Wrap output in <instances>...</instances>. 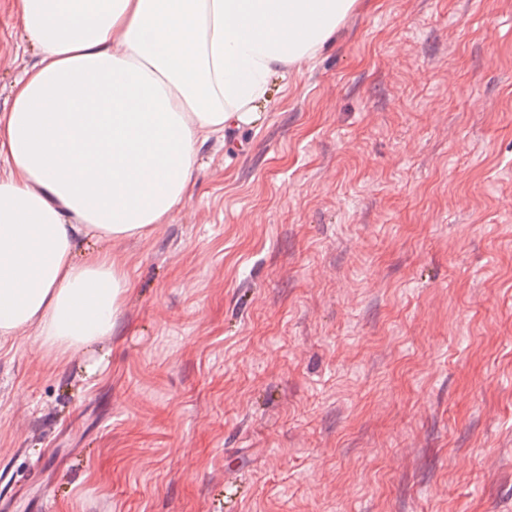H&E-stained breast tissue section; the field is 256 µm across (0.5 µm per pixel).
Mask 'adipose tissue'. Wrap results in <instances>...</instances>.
<instances>
[{
	"mask_svg": "<svg viewBox=\"0 0 512 512\" xmlns=\"http://www.w3.org/2000/svg\"><path fill=\"white\" fill-rule=\"evenodd\" d=\"M37 60L0 111V339L47 353L111 338L133 289L80 239L144 236L184 202L211 135L260 122L271 85L357 0H13Z\"/></svg>",
	"mask_w": 512,
	"mask_h": 512,
	"instance_id": "1",
	"label": "adipose tissue"
}]
</instances>
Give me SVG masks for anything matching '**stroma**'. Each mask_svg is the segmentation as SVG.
<instances>
[{
  "mask_svg": "<svg viewBox=\"0 0 512 512\" xmlns=\"http://www.w3.org/2000/svg\"><path fill=\"white\" fill-rule=\"evenodd\" d=\"M36 60L0 0V110ZM103 243L102 351L0 347L6 512H512V0H359Z\"/></svg>",
  "mask_w": 512,
  "mask_h": 512,
  "instance_id": "35a3bbf8",
  "label": "stroma"
}]
</instances>
